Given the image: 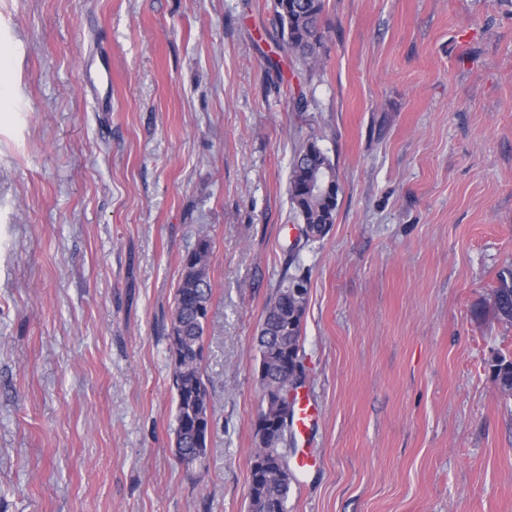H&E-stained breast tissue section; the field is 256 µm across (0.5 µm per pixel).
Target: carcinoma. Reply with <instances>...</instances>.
Returning a JSON list of instances; mask_svg holds the SVG:
<instances>
[{"instance_id":"cac0c4a2","label":"carcinoma","mask_w":512,"mask_h":512,"mask_svg":"<svg viewBox=\"0 0 512 512\" xmlns=\"http://www.w3.org/2000/svg\"><path fill=\"white\" fill-rule=\"evenodd\" d=\"M324 0H277L276 13L282 35L281 49L306 68L317 64L318 50L325 39L322 26ZM336 164L310 135L297 149L291 164L288 194L291 206L302 223L308 241L323 239L335 221L339 182ZM211 245L201 238L183 261L182 274L174 298V310L167 332L173 365V390L176 400V428L179 447L177 460L185 466L205 457L209 426L210 399L202 378L201 362L204 332L211 304L212 287L208 278ZM299 282L308 290V280L302 273L285 276L269 298L257 336L260 364L267 376L275 379L276 363L289 348L288 358H300L302 320L307 301L294 307L288 288ZM495 311L502 321L512 324V268L498 275L492 291ZM494 379L504 394L512 396V358L492 359ZM288 432L259 445L251 465L264 460L274 467L259 471L250 469L248 488L249 512H287L286 503L293 475L288 467Z\"/></svg>"}]
</instances>
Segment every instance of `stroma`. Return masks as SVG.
<instances>
[{
	"label": "stroma",
	"mask_w": 512,
	"mask_h": 512,
	"mask_svg": "<svg viewBox=\"0 0 512 512\" xmlns=\"http://www.w3.org/2000/svg\"><path fill=\"white\" fill-rule=\"evenodd\" d=\"M0 0V512H248L254 337L307 275L316 463L288 512H512V0ZM111 72L107 95L83 65ZM304 96L305 110L294 107ZM315 136L336 220L288 195ZM208 237L202 467L173 451L167 330ZM324 0H277L276 13L282 35L281 49L303 67L317 64L325 39L322 26ZM327 174L334 179L327 192L313 194L307 190L311 180ZM339 190L336 164L318 146L316 137L310 135L303 139L291 164L288 194L294 212L303 224H308L303 228L307 241L321 240L330 231L335 221ZM497 280L491 295L495 311L499 319L512 324V268L501 271ZM491 363L494 379L500 390L512 396V358L496 356Z\"/></svg>",
	"instance_id": "1"
}]
</instances>
